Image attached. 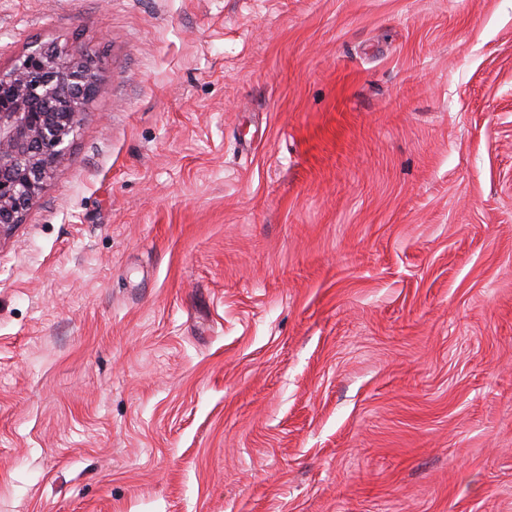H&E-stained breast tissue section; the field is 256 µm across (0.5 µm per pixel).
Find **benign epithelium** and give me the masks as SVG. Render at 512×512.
<instances>
[{
  "label": "benign epithelium",
  "instance_id": "obj_1",
  "mask_svg": "<svg viewBox=\"0 0 512 512\" xmlns=\"http://www.w3.org/2000/svg\"><path fill=\"white\" fill-rule=\"evenodd\" d=\"M100 60L37 46L0 68V237L23 222L82 125Z\"/></svg>",
  "mask_w": 512,
  "mask_h": 512
}]
</instances>
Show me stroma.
<instances>
[{
    "label": "stroma",
    "mask_w": 512,
    "mask_h": 512,
    "mask_svg": "<svg viewBox=\"0 0 512 512\" xmlns=\"http://www.w3.org/2000/svg\"><path fill=\"white\" fill-rule=\"evenodd\" d=\"M87 50L0 237V512H512V0H0Z\"/></svg>",
    "instance_id": "1"
}]
</instances>
